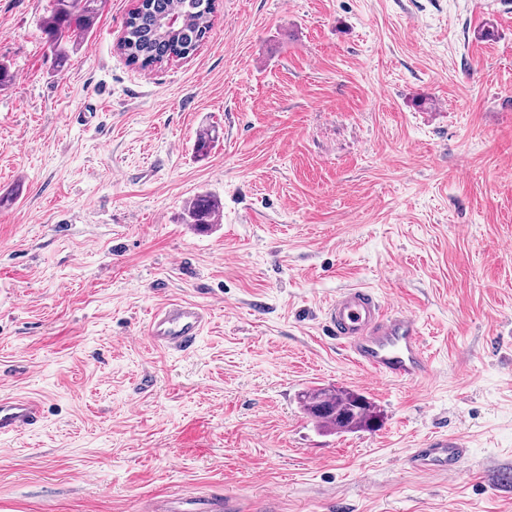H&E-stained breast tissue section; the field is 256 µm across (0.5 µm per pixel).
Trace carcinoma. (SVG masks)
Segmentation results:
<instances>
[{"label":"carcinoma","mask_w":512,"mask_h":512,"mask_svg":"<svg viewBox=\"0 0 512 512\" xmlns=\"http://www.w3.org/2000/svg\"><path fill=\"white\" fill-rule=\"evenodd\" d=\"M102 0H54V8L41 23L56 67H64L67 44L77 35L93 31ZM215 0H145L137 12L128 13L124 25V55L131 64L147 69L158 61L194 54L208 38ZM220 203L199 195L186 205L183 220L206 227L215 223ZM299 404L307 417L327 432H357L379 425L376 405L349 388L314 386L302 391Z\"/></svg>","instance_id":"cac0c4a2"}]
</instances>
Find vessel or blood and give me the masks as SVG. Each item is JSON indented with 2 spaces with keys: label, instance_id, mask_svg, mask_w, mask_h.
Segmentation results:
<instances>
[{
  "label": "vessel or blood",
  "instance_id": "vessel-or-blood-1",
  "mask_svg": "<svg viewBox=\"0 0 512 512\" xmlns=\"http://www.w3.org/2000/svg\"><path fill=\"white\" fill-rule=\"evenodd\" d=\"M206 322L203 306L170 301L152 313L146 333L155 347L188 354L194 351ZM325 322L351 361L371 376L417 385L430 380V355L417 319L403 310H385L370 290L357 287L340 292L326 307ZM42 419L39 400L0 395L1 438L35 428ZM466 451L463 437L442 433L410 449L406 464L420 474L456 479L464 472Z\"/></svg>",
  "mask_w": 512,
  "mask_h": 512
}]
</instances>
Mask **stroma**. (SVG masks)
Wrapping results in <instances>:
<instances>
[{"instance_id":"35a3bbf8","label":"stroma","mask_w":512,"mask_h":512,"mask_svg":"<svg viewBox=\"0 0 512 512\" xmlns=\"http://www.w3.org/2000/svg\"><path fill=\"white\" fill-rule=\"evenodd\" d=\"M133 6L104 0L60 69L53 0H0V393L44 403L0 439V512H512V0H217L149 70L117 48ZM353 287L418 318L430 383L328 337ZM170 299L211 315L191 354L144 334ZM318 385L380 427L319 431ZM438 432L467 441L458 480L405 464ZM220 210V203L208 195H198L186 205L183 220L186 224H195L198 227H206L215 224Z\"/></svg>"}]
</instances>
